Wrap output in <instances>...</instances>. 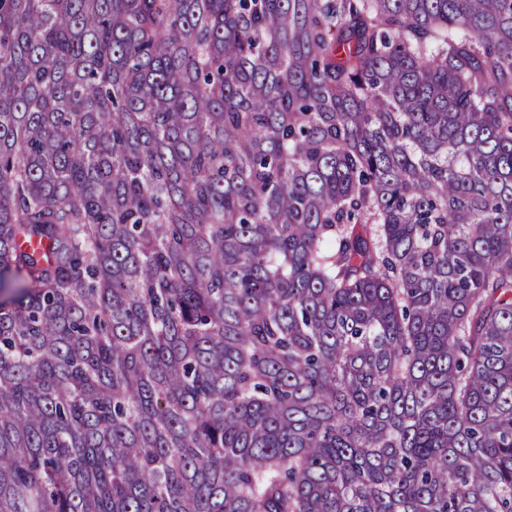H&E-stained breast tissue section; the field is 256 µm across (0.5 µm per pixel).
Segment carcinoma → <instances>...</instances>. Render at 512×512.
Returning a JSON list of instances; mask_svg holds the SVG:
<instances>
[{
	"instance_id": "cac0c4a2",
	"label": "carcinoma",
	"mask_w": 512,
	"mask_h": 512,
	"mask_svg": "<svg viewBox=\"0 0 512 512\" xmlns=\"http://www.w3.org/2000/svg\"><path fill=\"white\" fill-rule=\"evenodd\" d=\"M0 512H512V0H0Z\"/></svg>"
}]
</instances>
